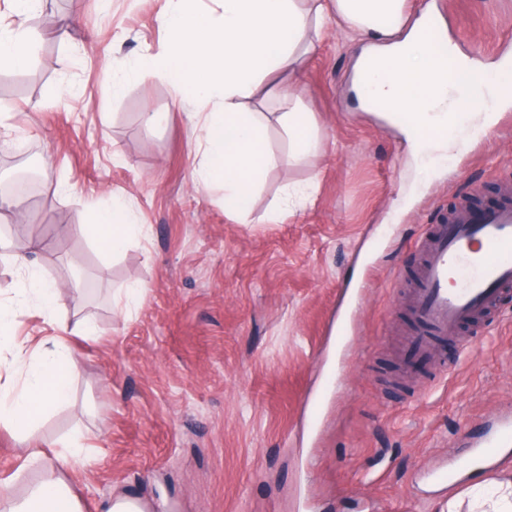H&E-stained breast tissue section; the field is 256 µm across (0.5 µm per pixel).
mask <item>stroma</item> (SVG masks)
<instances>
[{"label":"stroma","instance_id":"35a3bbf8","mask_svg":"<svg viewBox=\"0 0 512 512\" xmlns=\"http://www.w3.org/2000/svg\"><path fill=\"white\" fill-rule=\"evenodd\" d=\"M172 0H54L22 21L33 56L0 71V180L33 152L43 180L20 218L0 213V240L35 253L47 279L89 296L12 329L37 342L82 320L73 402L28 433L83 505L125 496L147 512H446L476 481H512L496 468H460L512 411V294L478 328L443 342L445 365L404 372L406 297L429 224L463 200L496 206L512 187V103L490 131L433 168L399 126L359 111L349 74L360 35L326 25L295 94L314 112L319 155L296 159L270 127L269 168L242 224L221 191L194 183L203 162L192 115L219 99L180 101L161 75L134 72L167 48ZM440 10L447 37L476 65L512 61V0H409V15ZM159 113L145 126L141 114ZM317 181L301 208L286 186ZM123 201L147 238L103 252L71 233L92 207ZM140 305L119 312L127 287ZM354 336L337 347L332 324ZM80 437L85 452L57 457ZM0 427V486L24 495L41 469ZM447 467L448 484L429 473Z\"/></svg>","mask_w":512,"mask_h":512}]
</instances>
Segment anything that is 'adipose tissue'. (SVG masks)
Returning a JSON list of instances; mask_svg holds the SVG:
<instances>
[{
    "label": "adipose tissue",
    "mask_w": 512,
    "mask_h": 512,
    "mask_svg": "<svg viewBox=\"0 0 512 512\" xmlns=\"http://www.w3.org/2000/svg\"><path fill=\"white\" fill-rule=\"evenodd\" d=\"M406 0H224L221 20L189 8L178 0L167 14L166 52L149 59L136 72L139 80L166 76L185 99L215 95L223 108L207 113L197 127L204 163L199 181L224 190V207L247 220V204L264 171L275 157L265 146L266 119L240 107L241 98L278 70L301 76L309 55L329 21L369 37L357 55L351 83L359 92L360 106L372 111V101L382 98L393 111L406 112L415 125L407 136L414 152L429 163L445 158L461 143L459 125L483 128L492 121L491 109L512 101V69L494 74L471 72L470 94L461 96L448 77L451 65L467 67L456 51L436 55L419 28L403 31ZM32 37L22 27L0 25V70L27 67ZM270 96L288 100L287 111L274 115L287 133L296 154L310 156L320 147L313 135L314 118L289 88L269 86ZM97 240L107 252L124 250L130 240L144 237L148 228L131 223L121 201L94 209ZM21 284L9 304H0V335L30 307L53 312L64 305L66 291L33 268L25 255L13 256ZM12 361L23 373L17 386L0 385V427L21 435L53 407L72 401V384L78 363L72 346L57 337L44 338L36 348L12 342ZM0 512H82L78 496L56 471H46L24 497L0 495Z\"/></svg>",
    "instance_id": "ef3b65f1"
}]
</instances>
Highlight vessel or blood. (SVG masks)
Wrapping results in <instances>:
<instances>
[{
  "label": "vessel or blood",
  "mask_w": 512,
  "mask_h": 512,
  "mask_svg": "<svg viewBox=\"0 0 512 512\" xmlns=\"http://www.w3.org/2000/svg\"><path fill=\"white\" fill-rule=\"evenodd\" d=\"M425 261L410 296L421 326L404 340L405 361L443 365L438 339L453 338L458 327L493 306L512 287V203L460 211L431 225L421 241ZM512 446V421L472 450L470 466L485 468L501 449Z\"/></svg>",
  "instance_id": "b4317fda"
}]
</instances>
